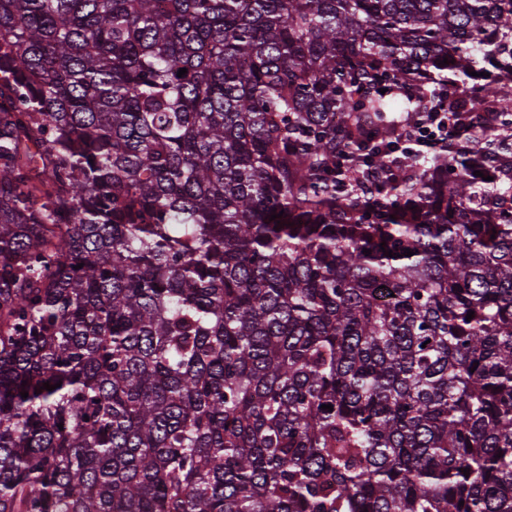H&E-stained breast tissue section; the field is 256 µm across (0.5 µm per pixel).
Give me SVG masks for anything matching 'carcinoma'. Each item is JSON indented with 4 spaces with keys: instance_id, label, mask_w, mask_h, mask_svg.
Masks as SVG:
<instances>
[{
    "instance_id": "cac0c4a2",
    "label": "carcinoma",
    "mask_w": 512,
    "mask_h": 512,
    "mask_svg": "<svg viewBox=\"0 0 512 512\" xmlns=\"http://www.w3.org/2000/svg\"><path fill=\"white\" fill-rule=\"evenodd\" d=\"M0 512H512V0H0Z\"/></svg>"
}]
</instances>
